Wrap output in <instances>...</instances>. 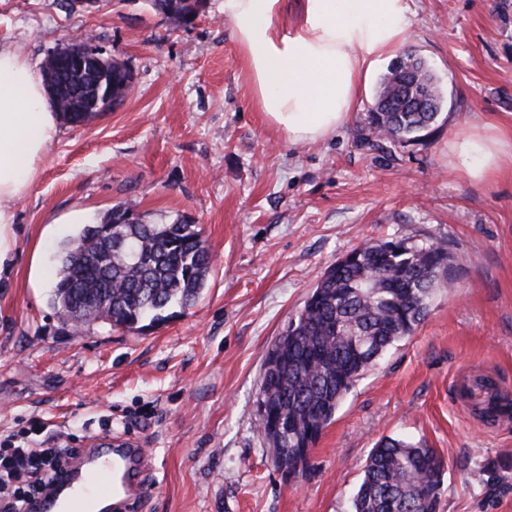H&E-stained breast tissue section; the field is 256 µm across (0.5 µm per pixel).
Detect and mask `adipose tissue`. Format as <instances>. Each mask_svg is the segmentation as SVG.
Wrapping results in <instances>:
<instances>
[{"label":"adipose tissue","instance_id":"obj_1","mask_svg":"<svg viewBox=\"0 0 512 512\" xmlns=\"http://www.w3.org/2000/svg\"><path fill=\"white\" fill-rule=\"evenodd\" d=\"M284 0H224L247 59L256 109L293 142H317L343 125L368 75L406 42L407 0H303L295 27L276 23ZM57 116L29 61L0 46V263L14 242V201L57 137ZM512 136L466 137L453 154L468 175L489 181Z\"/></svg>","mask_w":512,"mask_h":512}]
</instances>
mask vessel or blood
Segmentation results:
<instances>
[{"label":"vessel or blood","instance_id":"1","mask_svg":"<svg viewBox=\"0 0 512 512\" xmlns=\"http://www.w3.org/2000/svg\"><path fill=\"white\" fill-rule=\"evenodd\" d=\"M145 451L138 440L125 438L79 449L51 486L29 505L30 512H102L119 498L132 504L148 492L139 473Z\"/></svg>","mask_w":512,"mask_h":512}]
</instances>
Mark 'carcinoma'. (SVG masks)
<instances>
[{
	"instance_id": "1",
	"label": "carcinoma",
	"mask_w": 512,
	"mask_h": 512,
	"mask_svg": "<svg viewBox=\"0 0 512 512\" xmlns=\"http://www.w3.org/2000/svg\"><path fill=\"white\" fill-rule=\"evenodd\" d=\"M172 24L183 25L194 0H153ZM49 58L44 81L57 112L84 124L107 112L108 82L123 100L132 75L106 60L98 76L73 75L68 86L55 78ZM425 94L426 103L417 96ZM443 93L428 67L405 56L383 77L366 117L368 134L393 144L416 142L434 126ZM129 209L116 207L98 224H86L58 253L59 276L50 305L60 324L88 330L102 322L112 328L144 331L193 307L213 264L197 225L128 223ZM454 255L447 243H413L405 238L367 241L337 259L320 277L298 314L265 356L257 394L267 409L288 420L276 440L259 431L270 454L288 449V462L313 448L343 398L365 371L397 342L410 337L428 314L435 288L453 287ZM444 464L423 443L384 437L372 449L350 512H437Z\"/></svg>"
}]
</instances>
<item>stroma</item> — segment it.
Listing matches in <instances>:
<instances>
[{
	"mask_svg": "<svg viewBox=\"0 0 512 512\" xmlns=\"http://www.w3.org/2000/svg\"><path fill=\"white\" fill-rule=\"evenodd\" d=\"M404 44L445 103L405 146L367 141L388 63L330 137L294 143L253 104L224 0L173 28L150 0H0V45L35 68L80 34L133 74L125 100L60 123L26 194L0 274V440L63 435L82 448L137 438L152 494L138 512H347L369 453L408 437L445 460L439 512H512V416L464 396L478 377L512 401V156L472 180L450 150L512 132V0H407ZM118 205L149 223L185 217L214 256L197 304L146 332L62 328L49 306L58 249L78 215ZM447 241L456 286L339 405L305 475L287 483L258 430L267 348L324 271L368 239Z\"/></svg>",
	"mask_w": 512,
	"mask_h": 512,
	"instance_id": "obj_1",
	"label": "stroma"
}]
</instances>
